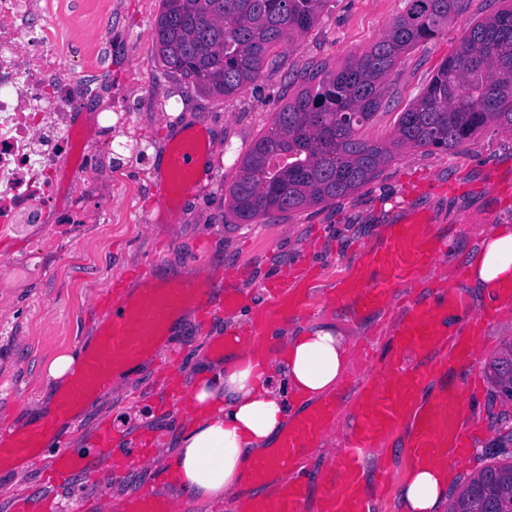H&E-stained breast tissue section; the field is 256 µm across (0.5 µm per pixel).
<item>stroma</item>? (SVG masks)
<instances>
[{"label": "stroma", "instance_id": "1", "mask_svg": "<svg viewBox=\"0 0 512 512\" xmlns=\"http://www.w3.org/2000/svg\"><path fill=\"white\" fill-rule=\"evenodd\" d=\"M498 0H466L436 38L418 44L401 60L384 90L383 103L364 133L388 139L398 117L451 55L465 29L498 9ZM161 0H112V32L107 51L112 70L110 98L128 120L112 128V155L103 165L112 183V221L76 227L79 252L65 256L45 244L43 226L0 240V425L19 429L31 424L32 408L44 388L42 374L60 352L96 335L106 313L103 296L116 284H138L153 268L163 278L213 277L238 289L247 299L239 309L241 329H248L252 307L269 304L268 288L302 287L310 311L302 326L333 322L350 326L351 366L345 378L363 379L369 370L357 351L372 342H387L411 294L403 283L395 297L367 316L355 315L333 300L340 279L357 274L373 251V229L391 221L429 220L435 236L452 241L447 260H434L427 275L444 277L458 288L454 274L465 249L474 248L492 224H512V206L499 198L512 186V131L488 124L455 154L406 149L378 176L354 193L325 206L281 213L254 224H241L230 211L227 190L237 179L240 160L270 127L274 114L299 89L296 74L319 67L336 69L350 56L372 46L404 9V0H325L310 32L271 54L275 68L229 97H206L167 73L154 40ZM199 134L213 150L203 174L174 212L158 203L157 187L165 172L163 157L180 135ZM228 330L227 318L200 322L188 312L179 331L161 345L153 361L140 365L119 390L103 387L75 415L57 419L63 442L91 445L102 427L151 448L174 442L184 413L188 384L174 370L201 367L216 358L214 337ZM479 340V401L472 419L483 429L476 454L452 460L458 483H465L490 461L498 442V420L512 417V402L496 394L492 361L512 344V310L490 324L476 323ZM410 461L397 448H375L364 460L366 479L379 468L390 482L377 512H399L398 492ZM49 462L37 467L0 468V512H45L56 503L61 512H102L131 487L162 486L173 472L149 462L116 465L98 457L91 478L78 487L48 477Z\"/></svg>", "mask_w": 512, "mask_h": 512}]
</instances>
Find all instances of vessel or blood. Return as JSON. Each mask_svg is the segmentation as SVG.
Returning <instances> with one entry per match:
<instances>
[{
  "label": "vessel or blood",
  "mask_w": 512,
  "mask_h": 512,
  "mask_svg": "<svg viewBox=\"0 0 512 512\" xmlns=\"http://www.w3.org/2000/svg\"><path fill=\"white\" fill-rule=\"evenodd\" d=\"M208 144L192 136L166 159V177L158 195L167 207L192 188L199 154ZM449 240L430 234L427 226L397 224L386 245L372 253L367 264L374 277L339 281L336 299L370 313L392 296L400 283L431 265L436 254H448ZM134 293L114 288L105 300L112 321L102 328L97 343L83 359L79 374L63 392L60 414L78 409L119 372L150 360L158 344L170 336L187 305L201 308L214 319L224 311L242 308L246 299L229 288L205 289L199 282L174 281L146 273ZM464 298L439 285L407 299L403 313L390 332L388 344L375 350L377 371L356 392L350 406V426L343 448L325 466L313 463L316 448L331 431L342 397L332 394L288 423L277 446L253 460L246 479L252 491L244 512H374L385 480L368 486L363 461L371 449L399 441L412 463L447 467L470 447L477 428L461 418L462 401L476 402L475 379L479 350L472 337V320L464 316ZM306 298L277 290L271 310L253 312L248 332L219 337V351L266 343L275 319L301 317ZM456 374L454 386L442 376ZM53 420L17 432L0 427V456L37 466L51 455L55 479L73 483L90 468L92 455L109 454L106 443L94 450L53 442ZM128 512H166L154 488L139 486L128 493Z\"/></svg>",
  "instance_id": "b4317fda"
}]
</instances>
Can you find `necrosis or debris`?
<instances>
[{"label": "necrosis or debris", "instance_id": "obj_1", "mask_svg": "<svg viewBox=\"0 0 512 512\" xmlns=\"http://www.w3.org/2000/svg\"><path fill=\"white\" fill-rule=\"evenodd\" d=\"M97 35L78 66L68 59L83 22L68 0H0V237L24 224H50L49 247L66 250L77 224L112 221L96 171L112 142L98 113L84 109L106 61L99 34L111 12L90 0Z\"/></svg>", "mask_w": 512, "mask_h": 512}]
</instances>
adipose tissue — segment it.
I'll use <instances>...</instances> for the list:
<instances>
[{
	"mask_svg": "<svg viewBox=\"0 0 512 512\" xmlns=\"http://www.w3.org/2000/svg\"><path fill=\"white\" fill-rule=\"evenodd\" d=\"M471 267L476 306L503 303L501 290L512 284L511 224L482 234ZM278 341L277 354L258 344L190 375L186 423L156 457L174 469L179 495L200 504L241 499L249 462L277 444L288 421L333 392L350 366L349 341L333 323L286 330ZM83 354L80 347L66 351L48 365L40 412H52L53 395L78 373ZM451 481L410 467L399 490L402 512H443Z\"/></svg>",
	"mask_w": 512,
	"mask_h": 512,
	"instance_id": "ef3b65f1",
	"label": "adipose tissue"
}]
</instances>
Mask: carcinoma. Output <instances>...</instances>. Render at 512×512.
<instances>
[{"label": "carcinoma", "mask_w": 512, "mask_h": 512, "mask_svg": "<svg viewBox=\"0 0 512 512\" xmlns=\"http://www.w3.org/2000/svg\"><path fill=\"white\" fill-rule=\"evenodd\" d=\"M325 0H162L156 43L163 66L209 97L254 83L269 52L308 33ZM463 0H405L404 11L365 52L335 71L318 69L274 114L247 152L229 188L241 224L275 213L328 204L378 176L397 151L458 152L489 123L512 129V0L477 20L455 54L439 66L390 142L361 134L383 101L400 59L439 34ZM501 398L512 402V352L490 365ZM470 478L449 512H512V456Z\"/></svg>", "instance_id": "1"}]
</instances>
